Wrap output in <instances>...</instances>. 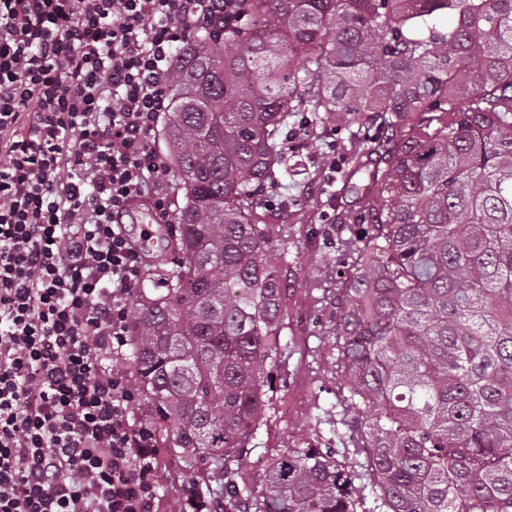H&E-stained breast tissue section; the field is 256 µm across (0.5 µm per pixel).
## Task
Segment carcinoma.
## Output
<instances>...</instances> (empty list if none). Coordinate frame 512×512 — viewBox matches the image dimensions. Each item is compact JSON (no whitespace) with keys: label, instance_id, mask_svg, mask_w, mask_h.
Masks as SVG:
<instances>
[{"label":"carcinoma","instance_id":"carcinoma-1","mask_svg":"<svg viewBox=\"0 0 512 512\" xmlns=\"http://www.w3.org/2000/svg\"><path fill=\"white\" fill-rule=\"evenodd\" d=\"M178 49L165 140L182 260L128 336L161 447L224 479V512H512V0H247ZM469 88V94L463 88ZM358 123L334 222L336 423L365 462L260 445L287 295L262 186L284 130Z\"/></svg>","mask_w":512,"mask_h":512}]
</instances>
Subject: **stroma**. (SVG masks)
<instances>
[{
  "mask_svg": "<svg viewBox=\"0 0 512 512\" xmlns=\"http://www.w3.org/2000/svg\"><path fill=\"white\" fill-rule=\"evenodd\" d=\"M288 148L308 160V176L266 186L259 195L261 207L276 208L283 218L277 238L288 250L286 334L290 343L276 381L275 411L265 444L251 456L257 466L265 454L284 450L297 440L322 446L331 436V426L321 415L340 396L333 369L336 308L320 303L319 298L349 260L341 245L343 232L332 222L344 192V172L328 169L323 157L333 151L349 160V124L343 118L325 122L289 142Z\"/></svg>",
  "mask_w": 512,
  "mask_h": 512,
  "instance_id": "obj_1",
  "label": "stroma"
}]
</instances>
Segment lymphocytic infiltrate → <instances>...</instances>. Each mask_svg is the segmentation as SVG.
<instances>
[{
  "instance_id": "obj_1",
  "label": "lymphocytic infiltrate",
  "mask_w": 512,
  "mask_h": 512,
  "mask_svg": "<svg viewBox=\"0 0 512 512\" xmlns=\"http://www.w3.org/2000/svg\"><path fill=\"white\" fill-rule=\"evenodd\" d=\"M246 0H0V512H212L163 503L128 369L144 257L123 221L169 181L154 148L175 49Z\"/></svg>"
}]
</instances>
